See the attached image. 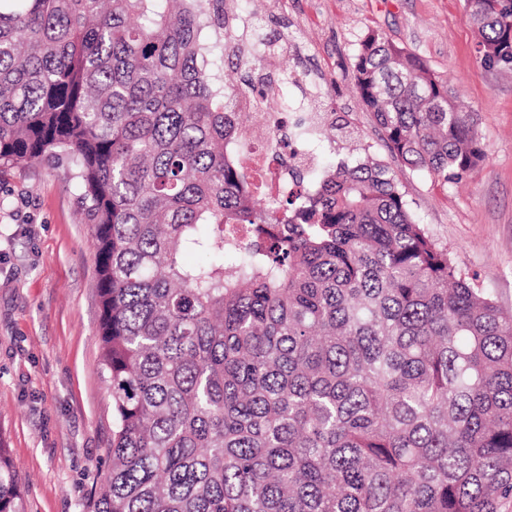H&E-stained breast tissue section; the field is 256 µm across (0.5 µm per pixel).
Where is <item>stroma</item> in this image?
<instances>
[{"label":"stroma","instance_id":"1","mask_svg":"<svg viewBox=\"0 0 512 512\" xmlns=\"http://www.w3.org/2000/svg\"><path fill=\"white\" fill-rule=\"evenodd\" d=\"M253 45L268 54L288 114L321 131L306 153L323 170L371 153L407 193L417 221L458 267L512 310V69L483 63L465 0H239ZM370 30L420 56L470 111L484 163L443 184L388 152L357 94L354 57ZM343 125L331 135L330 124ZM81 190L64 165L19 166L0 177V447L24 512H91L112 443L102 375L98 275Z\"/></svg>","mask_w":512,"mask_h":512}]
</instances>
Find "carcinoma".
<instances>
[{
	"label": "carcinoma",
	"mask_w": 512,
	"mask_h": 512,
	"mask_svg": "<svg viewBox=\"0 0 512 512\" xmlns=\"http://www.w3.org/2000/svg\"><path fill=\"white\" fill-rule=\"evenodd\" d=\"M0 0V175L54 158L83 189L112 395L93 512H501L512 502V314L417 223L384 162L263 208L237 151L224 0ZM512 69V0L469 12ZM227 50L240 85L208 68ZM391 155L456 182L485 153L417 54L359 41ZM186 254L198 260L182 261ZM0 512H22L0 448Z\"/></svg>",
	"instance_id": "carcinoma-1"
}]
</instances>
